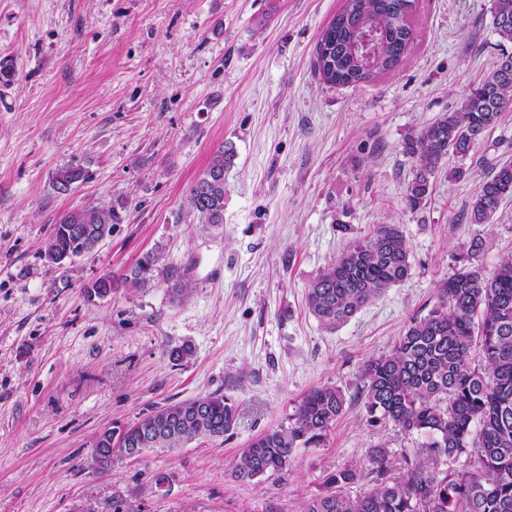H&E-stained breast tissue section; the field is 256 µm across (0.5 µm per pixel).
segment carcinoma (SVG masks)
<instances>
[{"label":"carcinoma","instance_id":"carcinoma-1","mask_svg":"<svg viewBox=\"0 0 512 512\" xmlns=\"http://www.w3.org/2000/svg\"><path fill=\"white\" fill-rule=\"evenodd\" d=\"M414 0H345L322 30L316 45L315 70L332 86H349L398 67L414 39ZM494 32L512 43V0H493ZM511 54H502L495 69L471 89L457 112H445L404 144L413 159L406 203L419 207L430 179L448 153L467 155L485 132L512 108ZM234 152L219 147L190 190V206L205 224L224 223V170ZM90 177L82 167L58 169L53 185L59 194ZM512 196V164L493 170L478 187L469 221L488 223L502 200ZM118 221L108 206L88 205L62 214L45 246V257L70 262L92 252ZM146 253L124 275L135 287L164 282L172 299L190 290V267H159ZM411 271L410 249L400 226L380 224L373 234L349 245L309 285L311 314L327 329L348 322L386 289ZM112 293V274L99 277L88 297ZM358 397L373 426L393 424L424 438L426 456L404 459L398 467L387 448L369 449L372 468L348 466L330 472L325 492L305 501L299 512H512V254L500 258L490 275L461 267L438 288V304L411 321L393 349L366 360ZM344 394L333 387L306 393L288 425L270 428L242 449L233 473L242 479L280 474L294 449L320 442L345 411ZM232 398L212 393L163 406L132 425L102 432L94 442V460L106 470L112 454L141 453L142 431L153 427L162 448H182L201 438L219 439L236 428ZM477 438H471L473 424ZM470 459L464 470L453 466ZM370 479L372 488L352 498L347 488Z\"/></svg>","mask_w":512,"mask_h":512}]
</instances>
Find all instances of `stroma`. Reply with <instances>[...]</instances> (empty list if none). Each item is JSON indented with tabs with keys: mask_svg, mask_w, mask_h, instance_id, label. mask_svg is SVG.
Instances as JSON below:
<instances>
[{
	"mask_svg": "<svg viewBox=\"0 0 512 512\" xmlns=\"http://www.w3.org/2000/svg\"><path fill=\"white\" fill-rule=\"evenodd\" d=\"M343 4L0 0V512H112L116 499L131 512H297L329 472L369 469L371 446L417 457L418 436L368 423L361 366L428 314L456 268L488 273L512 252V197L489 223L467 219L483 178L512 162V111L410 208L403 144L495 67L492 0H416L401 65L335 87L315 49ZM223 144L235 157L213 227L189 196ZM70 165L90 177L58 194L54 173ZM91 204L119 224L93 252L49 262L53 220ZM380 224L403 231L409 276L324 329L310 282ZM148 252L190 265L181 302L162 283L88 296ZM324 386L346 410L323 441L296 449L285 474L232 476L250 439ZM214 392L238 405L232 436L96 469L104 430Z\"/></svg>",
	"mask_w": 512,
	"mask_h": 512,
	"instance_id": "obj_1",
	"label": "stroma"
}]
</instances>
